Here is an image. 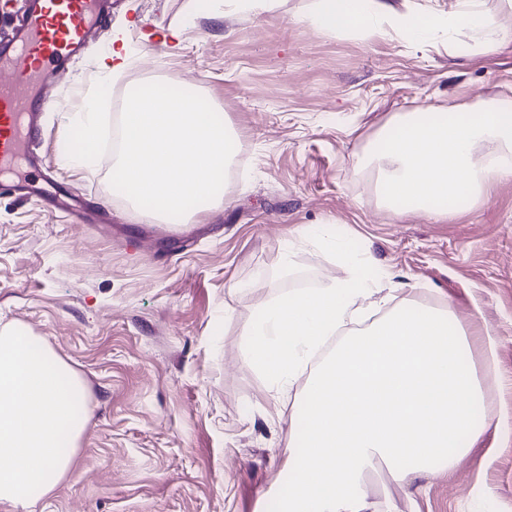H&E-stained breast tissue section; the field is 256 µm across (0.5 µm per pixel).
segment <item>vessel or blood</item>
I'll return each mask as SVG.
<instances>
[{
  "instance_id": "b4317fda",
  "label": "vessel or blood",
  "mask_w": 512,
  "mask_h": 512,
  "mask_svg": "<svg viewBox=\"0 0 512 512\" xmlns=\"http://www.w3.org/2000/svg\"><path fill=\"white\" fill-rule=\"evenodd\" d=\"M104 23L97 0H28L15 50L0 57V167L37 146L33 117L47 101V73L78 56Z\"/></svg>"
}]
</instances>
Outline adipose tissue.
Returning a JSON list of instances; mask_svg holds the SVG:
<instances>
[{
    "label": "adipose tissue",
    "mask_w": 512,
    "mask_h": 512,
    "mask_svg": "<svg viewBox=\"0 0 512 512\" xmlns=\"http://www.w3.org/2000/svg\"><path fill=\"white\" fill-rule=\"evenodd\" d=\"M303 21L336 34L386 24L412 43L444 29L461 56L504 39L484 0L417 13L393 0H314ZM461 31L466 41H457ZM99 102L89 95L75 117L82 137L65 153L69 168L85 167L97 150ZM361 162L375 170L380 203L397 217L448 219L512 178V99L396 115ZM333 247L345 277L268 302L243 332L244 357L272 397L302 390L282 512H364L368 472L382 466L391 484L410 486L454 467L493 425L476 420L485 392L453 311L399 301L398 286L371 258L342 241ZM366 317L370 325L314 362L330 336ZM86 399L83 378L41 339L0 331V504L29 512L68 476L90 421Z\"/></svg>",
    "instance_id": "obj_1"
}]
</instances>
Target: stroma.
Here are the masks:
<instances>
[{
  "instance_id": "1",
  "label": "stroma",
  "mask_w": 512,
  "mask_h": 512,
  "mask_svg": "<svg viewBox=\"0 0 512 512\" xmlns=\"http://www.w3.org/2000/svg\"><path fill=\"white\" fill-rule=\"evenodd\" d=\"M187 2L106 0L87 56L49 82L39 151L55 199L0 190V329L42 338L84 379L91 414L75 468L34 512H271L289 484L297 402L271 397L241 332L264 302L341 276L325 230L392 273L401 300L452 307L500 420L417 486L368 474L366 512H512V180L446 220H402L356 163L394 113L512 98V40L458 59L444 31L416 45L319 33L300 22L312 0L261 13L208 0L191 16ZM150 24L179 30L172 49L147 41ZM117 34L129 59L110 119L134 86L161 81L201 94L234 129L242 156L217 211L152 223L111 187L112 158L62 164Z\"/></svg>"
}]
</instances>
